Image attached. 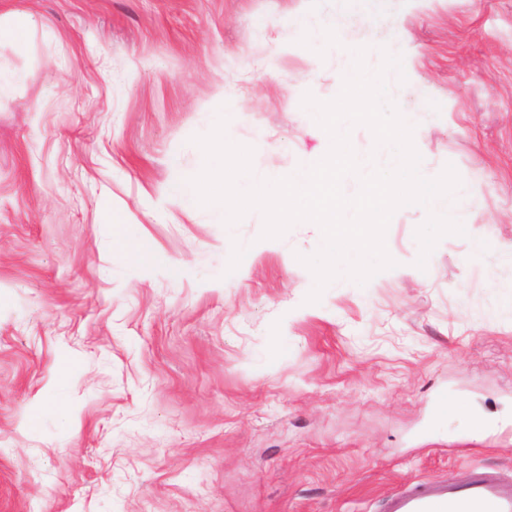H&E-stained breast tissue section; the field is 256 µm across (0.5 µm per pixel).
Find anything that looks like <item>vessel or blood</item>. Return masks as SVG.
I'll return each instance as SVG.
<instances>
[{
  "mask_svg": "<svg viewBox=\"0 0 512 512\" xmlns=\"http://www.w3.org/2000/svg\"><path fill=\"white\" fill-rule=\"evenodd\" d=\"M387 512H512V482L482 469L465 482L451 479L410 485L389 499Z\"/></svg>",
  "mask_w": 512,
  "mask_h": 512,
  "instance_id": "1",
  "label": "vessel or blood"
}]
</instances>
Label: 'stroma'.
<instances>
[{"instance_id":"stroma-1","label":"stroma","mask_w":512,"mask_h":512,"mask_svg":"<svg viewBox=\"0 0 512 512\" xmlns=\"http://www.w3.org/2000/svg\"><path fill=\"white\" fill-rule=\"evenodd\" d=\"M309 11L399 47L421 165L456 168L487 249L450 235L319 302L317 225L262 238L166 194L226 109L256 172L305 166L342 66ZM0 512H384L419 480L512 479V0H0ZM428 111H417L419 101ZM122 224H114V217ZM155 245L134 263L122 236ZM182 264L180 277L171 265ZM28 35V23L23 19H13L7 23H2L0 19V41L9 40L16 45L25 44Z\"/></svg>"}]
</instances>
